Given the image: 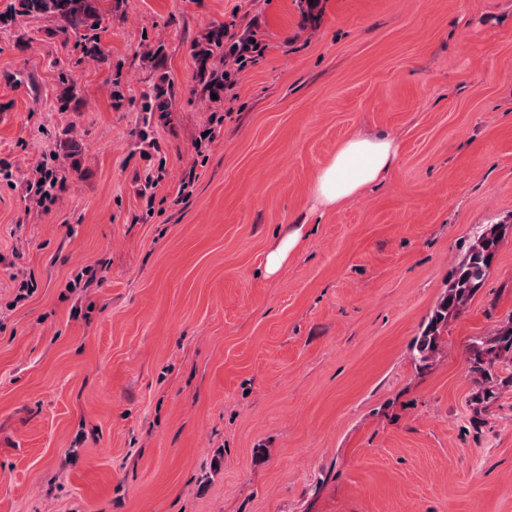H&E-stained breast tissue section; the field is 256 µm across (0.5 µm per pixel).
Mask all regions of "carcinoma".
Segmentation results:
<instances>
[{
    "label": "carcinoma",
    "instance_id": "carcinoma-1",
    "mask_svg": "<svg viewBox=\"0 0 512 512\" xmlns=\"http://www.w3.org/2000/svg\"><path fill=\"white\" fill-rule=\"evenodd\" d=\"M107 0H16L5 13H0V21H6L14 13L44 19L52 24V34L60 37L61 45H73L77 52L68 64L58 71V80L64 90L58 99L60 109L72 110L80 102L76 90L75 69L83 61L106 62L107 49L101 40L102 23L112 14V8L104 7ZM234 23H219L193 43L192 57L196 69L208 93H224V73L216 64L238 60L246 49L245 36L237 42L226 40L227 28ZM171 86L160 83L153 86L145 96L142 110L145 112H168L171 107ZM504 235L503 226L494 225L472 244L451 273L448 289L441 296L433 312L412 345V359L415 366L428 368L441 350L442 333L448 320L457 316L468 301L483 287L491 273L496 254ZM470 371L483 384L494 380L492 372L496 360L512 356V322L500 327L491 337H476L470 345Z\"/></svg>",
    "mask_w": 512,
    "mask_h": 512
}]
</instances>
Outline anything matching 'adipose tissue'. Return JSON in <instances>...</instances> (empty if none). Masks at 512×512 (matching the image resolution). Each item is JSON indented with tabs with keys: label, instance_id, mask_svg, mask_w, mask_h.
<instances>
[{
	"label": "adipose tissue",
	"instance_id": "1",
	"mask_svg": "<svg viewBox=\"0 0 512 512\" xmlns=\"http://www.w3.org/2000/svg\"><path fill=\"white\" fill-rule=\"evenodd\" d=\"M398 155L397 141L388 136L358 135L344 141L314 178V207L327 211L356 199L386 177Z\"/></svg>",
	"mask_w": 512,
	"mask_h": 512
}]
</instances>
